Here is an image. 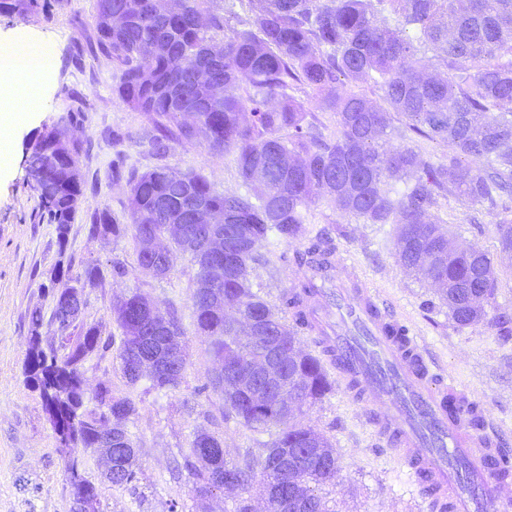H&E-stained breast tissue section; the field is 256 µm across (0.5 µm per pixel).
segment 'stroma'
Instances as JSON below:
<instances>
[{
  "label": "stroma",
  "instance_id": "stroma-1",
  "mask_svg": "<svg viewBox=\"0 0 512 512\" xmlns=\"http://www.w3.org/2000/svg\"><path fill=\"white\" fill-rule=\"evenodd\" d=\"M39 3L38 11L27 16L0 17V49L24 41L45 42L55 59L38 85V106L11 128L12 155L0 165V512H71L65 468L69 451L60 445L39 391L26 382L24 363L32 312L42 316L43 342L57 334L52 274L65 266L80 274L89 261L105 267L120 261L129 269L125 278L108 277L84 286V324L100 326L103 337L113 340L85 367L91 383H106L114 394L135 401L137 413L129 429L143 471L137 488L104 484L101 456L80 453L81 473L101 484L95 512H230L233 499L224 491H213L201 501L193 496L195 480L185 460L194 429L219 435L230 460L257 458L265 450L261 434L238 424L223 398L207 387L212 359L206 342L195 333L194 266L181 259L166 278L144 275L135 267L130 236L92 240L87 228L101 209L114 223H128L125 177L134 172L159 167L192 170L221 193L253 195L257 189L242 181L234 153H216L202 138L172 144L166 157L154 156L148 139L155 132V115L134 110L119 98V66L96 48V0ZM67 117L83 143L79 167L84 194L62 247L55 225L40 217L41 202L28 183L24 159L27 144L43 128ZM117 159L122 167L116 176L112 163ZM433 218L456 244L478 248L492 261L495 300L484 322L460 328L449 319L433 288L398 262L395 225L363 224L316 203L310 208L308 229L314 235L333 232L337 255L357 268L368 288L379 292L400 323L417 336L434 372L452 378L457 391L477 405L489 433L512 449V336L499 335L494 323L500 314L512 316V250L501 245L499 214L481 206L451 197L441 201ZM306 247L303 240L275 244L269 264L252 266L253 290L273 307H281L284 292L296 283L300 270L294 256ZM134 290L161 312L176 313L182 324L186 367L177 388L153 390L144 380L131 386L121 373V332L112 304ZM328 377L331 391L302 416L331 441L338 457L339 477L321 491L328 512H431L404 465L371 424L365 401L357 399L336 372Z\"/></svg>",
  "mask_w": 512,
  "mask_h": 512
}]
</instances>
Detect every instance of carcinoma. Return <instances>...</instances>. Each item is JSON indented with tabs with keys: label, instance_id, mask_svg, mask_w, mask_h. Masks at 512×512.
I'll use <instances>...</instances> for the list:
<instances>
[{
	"label": "carcinoma",
	"instance_id": "cac0c4a2",
	"mask_svg": "<svg viewBox=\"0 0 512 512\" xmlns=\"http://www.w3.org/2000/svg\"><path fill=\"white\" fill-rule=\"evenodd\" d=\"M162 2L97 0L98 47L120 66L119 97L157 116V134L150 139L156 154H166L172 142L192 144L202 135L213 151L235 152L244 181L262 191L253 198L226 195L199 173L154 169L128 180L130 224L122 228L99 210L88 235L131 232L143 270L144 236L161 234L168 224L183 226L184 237L168 242L155 277L168 276L180 258L196 268L191 306L213 362H227L242 350L234 323L249 315L269 335L285 330L291 336L289 376L305 392L307 405L332 389L321 359L327 351L319 357L307 351L249 281L251 265L267 263L271 237L287 243L306 237L310 206L318 201L365 224L397 225L401 265L436 286L457 326L483 321L496 288L491 259L478 249L456 248L448 231L432 220V210L450 195L490 210H512V0H231L222 14L209 12L206 0H181L176 12ZM38 7L39 0H0V16L27 15ZM115 14L117 21L111 19ZM201 67L212 71L211 81L197 80ZM368 79L387 107L358 90ZM299 89L315 96L335 92L328 100L337 117L334 138L306 121L292 94ZM392 112L402 125L390 124ZM392 138L440 140L448 154L426 161L414 147L389 144ZM80 153L81 144L65 123L40 134L26 158L31 186L57 225L62 247L83 194ZM464 156L478 165L463 164ZM196 208L209 211L241 243L218 260L227 306L211 305L203 294L215 278L213 265L198 260L206 228L191 220ZM334 251L332 238L321 234L296 254L297 265L326 269ZM103 274L94 262L76 278L68 269L54 274L57 340L42 347V317H31L25 375L40 391L60 443L112 454L107 481L132 487L142 476L129 431L136 403L103 383L90 384L85 361L111 342L99 326L80 325L61 313L76 292L73 280L93 283ZM481 283L475 307L472 285ZM312 287V280L301 279L283 298L296 325L309 331ZM148 304L137 290L112 304L122 331L117 358L131 386L142 380L132 373L135 358L150 352L165 358L172 350L167 337L150 332ZM179 367L180 373L161 376L150 388L177 387L185 363ZM88 397L96 408H84ZM224 405L242 426L275 433L264 444V458L233 462L205 454L203 449L221 448L223 441L196 431L190 443L200 464L194 472L196 496L205 498L226 476L241 477L245 496L237 499L234 512H250L254 490L267 499L268 512H327L317 489L335 483L340 471L330 441L295 417L285 421L272 409H261L244 391L224 399ZM108 427L110 447L104 440ZM67 469L75 507L89 512L98 486L78 473L77 458L67 461ZM292 481L305 484L304 502L296 509L288 498Z\"/></svg>",
	"mask_w": 512,
	"mask_h": 512
}]
</instances>
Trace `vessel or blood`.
<instances>
[{"label": "vessel or blood", "mask_w": 512, "mask_h": 512, "mask_svg": "<svg viewBox=\"0 0 512 512\" xmlns=\"http://www.w3.org/2000/svg\"><path fill=\"white\" fill-rule=\"evenodd\" d=\"M318 282V316L336 348L331 364L366 391L380 435L401 451L424 498L438 512L512 507V450L472 431L454 385L435 377L417 338L358 278L339 295L332 277Z\"/></svg>", "instance_id": "1"}]
</instances>
